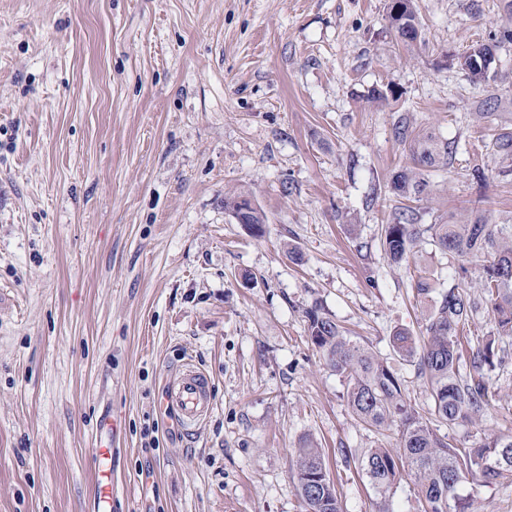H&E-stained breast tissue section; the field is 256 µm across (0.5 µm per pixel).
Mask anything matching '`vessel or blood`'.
Returning <instances> with one entry per match:
<instances>
[{"label": "vessel or blood", "instance_id": "obj_1", "mask_svg": "<svg viewBox=\"0 0 512 512\" xmlns=\"http://www.w3.org/2000/svg\"><path fill=\"white\" fill-rule=\"evenodd\" d=\"M164 400L181 431L193 432L212 409L208 376L192 362H183L170 378Z\"/></svg>", "mask_w": 512, "mask_h": 512}]
</instances>
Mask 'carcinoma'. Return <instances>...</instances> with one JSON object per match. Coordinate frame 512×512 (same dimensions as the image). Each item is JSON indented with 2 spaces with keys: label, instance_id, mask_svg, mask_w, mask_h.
Listing matches in <instances>:
<instances>
[{
  "label": "carcinoma",
  "instance_id": "obj_1",
  "mask_svg": "<svg viewBox=\"0 0 512 512\" xmlns=\"http://www.w3.org/2000/svg\"><path fill=\"white\" fill-rule=\"evenodd\" d=\"M395 2L400 5V12L389 15L391 27L399 39L411 45L419 37L415 5L413 0ZM492 41L491 45L472 47L459 58V65L468 72L471 82L488 88L479 104L483 116L499 105L500 96L489 89L498 73L475 65L473 52L490 53L493 47L511 42L512 29H499ZM395 136L409 146L414 167L398 172L391 190L400 198H418L429 187L425 172L446 166L458 145L415 131L405 116L398 118ZM493 149L504 159L512 158L511 129L504 128L494 140ZM248 198L243 192L225 196L224 212L244 208L243 222L258 229L266 223V216L259 207H249ZM421 220L420 210L411 206L392 213V221L383 225L381 236L388 260L393 264L405 261L426 234L445 254L481 259L484 302L494 316L497 333L482 339L464 335L479 302L464 291L450 288L439 293L422 335L408 330L393 334V351L414 364L428 383L432 419H424L405 401L399 378L384 359L347 336L319 307L306 309L305 317L312 343L327 365L346 380L347 402L357 419L377 430L398 431L399 447L369 448L362 457V469L376 492L386 499L406 477L424 503V512H465L466 504L458 494L463 483L512 481V438L484 436L470 445H458L438 434L441 425L476 422L489 404V387L482 370L504 362L498 356L496 342L512 338V225L490 224L481 213L465 224H423ZM465 366L470 373L464 375ZM295 478L305 512H342L323 453L309 440L296 450Z\"/></svg>",
  "mask_w": 512,
  "mask_h": 512
}]
</instances>
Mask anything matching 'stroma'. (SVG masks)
I'll return each mask as SVG.
<instances>
[{"mask_svg":"<svg viewBox=\"0 0 512 512\" xmlns=\"http://www.w3.org/2000/svg\"><path fill=\"white\" fill-rule=\"evenodd\" d=\"M390 2L0 0V512H91L102 417L116 422L112 512H304V439L343 512H417L410 480L385 500L362 470L398 436L357 421L305 311L386 358L427 414L425 383L389 345L434 304L414 271L478 297L483 269L426 243L385 259L391 181L412 164L393 124L405 113L458 144L416 203L425 223L467 219L484 195L490 223L512 225L492 149L512 113V44L495 51L502 105L485 119L457 62L512 14L505 0H416L409 46ZM376 87L394 98L370 102ZM240 190L262 235L224 211ZM187 359L213 408L185 435L161 387ZM484 374L482 418L444 428L457 442L512 437V362ZM460 496L512 512L510 481Z\"/></svg>","mask_w":512,"mask_h":512,"instance_id":"stroma-1","label":"stroma"}]
</instances>
